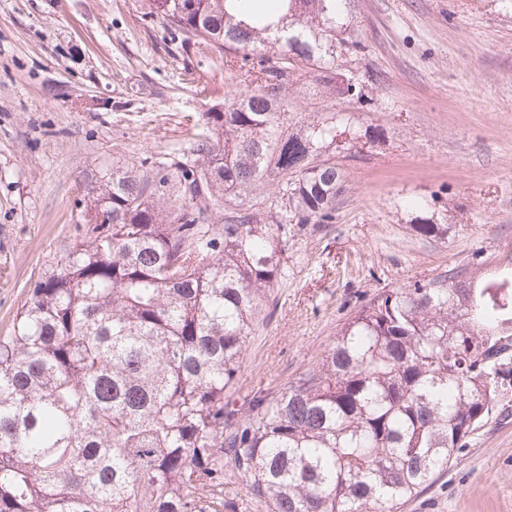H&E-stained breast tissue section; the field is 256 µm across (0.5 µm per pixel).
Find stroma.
I'll use <instances>...</instances> for the list:
<instances>
[{"mask_svg": "<svg viewBox=\"0 0 512 512\" xmlns=\"http://www.w3.org/2000/svg\"><path fill=\"white\" fill-rule=\"evenodd\" d=\"M146 0H0V336L84 223L92 179L170 164L203 113L237 92L182 47ZM364 52L336 54L362 98L299 74L291 121L349 129L336 220L295 230L250 336L233 398L275 393L316 364L384 288L512 260V0H354ZM411 200L447 225L411 231ZM398 512H512V412L492 414L457 464Z\"/></svg>", "mask_w": 512, "mask_h": 512, "instance_id": "obj_1", "label": "stroma"}]
</instances>
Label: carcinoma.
Returning a JSON list of instances; mask_svg holds the SVG:
<instances>
[{"instance_id": "obj_1", "label": "carcinoma", "mask_w": 512, "mask_h": 512, "mask_svg": "<svg viewBox=\"0 0 512 512\" xmlns=\"http://www.w3.org/2000/svg\"><path fill=\"white\" fill-rule=\"evenodd\" d=\"M147 0L181 42L229 59L245 90L204 114L190 151L88 188L84 236L0 336V512H396L466 451L512 388V273L452 268L361 305L316 365L277 393L229 395L288 225L331 224L345 174L336 117L288 122L303 71L365 45L352 0ZM175 182L177 201L165 198ZM220 223H212L214 212ZM110 224H94L99 213ZM420 237L447 232L416 217Z\"/></svg>"}]
</instances>
